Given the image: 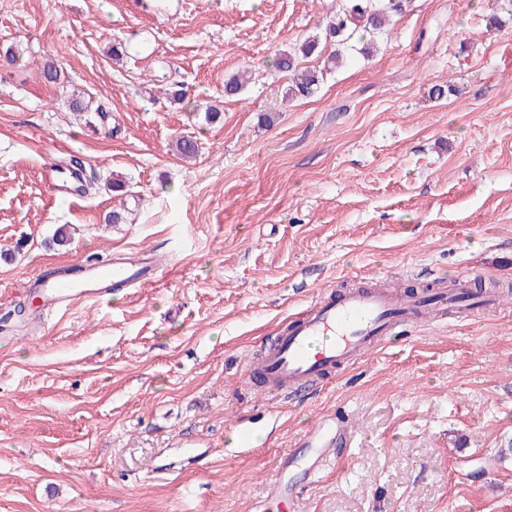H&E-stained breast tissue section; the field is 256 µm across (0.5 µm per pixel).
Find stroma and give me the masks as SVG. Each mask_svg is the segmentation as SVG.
I'll return each instance as SVG.
<instances>
[{"mask_svg": "<svg viewBox=\"0 0 512 512\" xmlns=\"http://www.w3.org/2000/svg\"><path fill=\"white\" fill-rule=\"evenodd\" d=\"M345 3L0 0V512H251L337 412L350 443L290 512H512V0H402L367 57L323 38ZM312 34L299 67L343 59L289 96L275 61ZM71 155L124 192L50 190L45 160ZM145 251L153 282L14 314L26 280ZM458 274L499 307L418 325L292 402L245 387L319 292Z\"/></svg>", "mask_w": 512, "mask_h": 512, "instance_id": "1", "label": "stroma"}]
</instances>
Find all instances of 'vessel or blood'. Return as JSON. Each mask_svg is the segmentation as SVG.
<instances>
[{
    "label": "vessel or blood",
    "mask_w": 512,
    "mask_h": 512,
    "mask_svg": "<svg viewBox=\"0 0 512 512\" xmlns=\"http://www.w3.org/2000/svg\"><path fill=\"white\" fill-rule=\"evenodd\" d=\"M45 183L57 193L79 195L83 176L45 164ZM152 262L89 267L79 278L48 280L39 283L43 308L53 314L86 299L109 296L114 281L130 284L154 275ZM427 306L419 299L403 300L378 287H362L336 295L322 292L305 318L283 329L275 344L248 364L249 373H262L264 390L283 398L324 384L332 372L349 367L366 351L381 347L403 326L427 320ZM348 442L345 421L336 416L321 420L301 439L297 449L282 456L257 500V512H286L300 494L301 483L317 479L323 469L336 460Z\"/></svg>",
    "instance_id": "b4317fda"
}]
</instances>
